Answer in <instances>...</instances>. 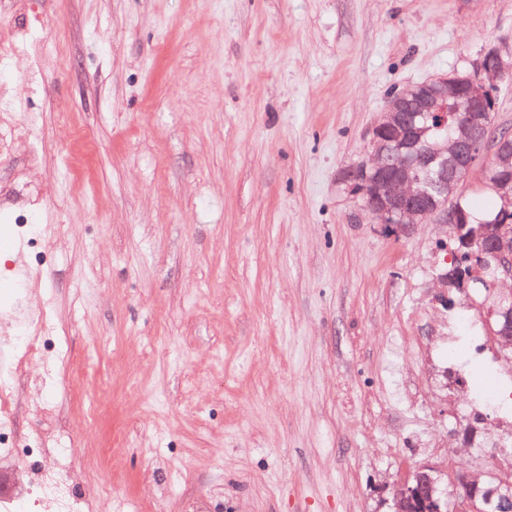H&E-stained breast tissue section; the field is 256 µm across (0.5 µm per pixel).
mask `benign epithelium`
<instances>
[{
    "label": "benign epithelium",
    "mask_w": 512,
    "mask_h": 512,
    "mask_svg": "<svg viewBox=\"0 0 512 512\" xmlns=\"http://www.w3.org/2000/svg\"><path fill=\"white\" fill-rule=\"evenodd\" d=\"M512 76V56L491 49L469 74L451 73L417 84L390 97L385 111L372 130L368 160L354 170L350 180L367 197L365 208L383 224L408 229L425 219L440 224H460L465 229L458 249L470 261L469 276L455 281L460 291L467 288L468 277L494 267V283L500 295L512 300V182L498 188L501 222L496 233L486 227L468 226L460 206L459 175L475 169L488 151L504 173L512 172V138H491V114L496 110L493 90L504 78ZM463 113L448 137V143L435 152L419 148L416 118L432 112L444 123L448 111ZM486 318L501 324L491 339L503 359L512 361V305L492 307ZM437 481L429 469L414 473L395 484L391 512H469L479 489L470 475L462 474L457 486L461 495L448 506L434 497Z\"/></svg>",
    "instance_id": "7a95c632"
}]
</instances>
